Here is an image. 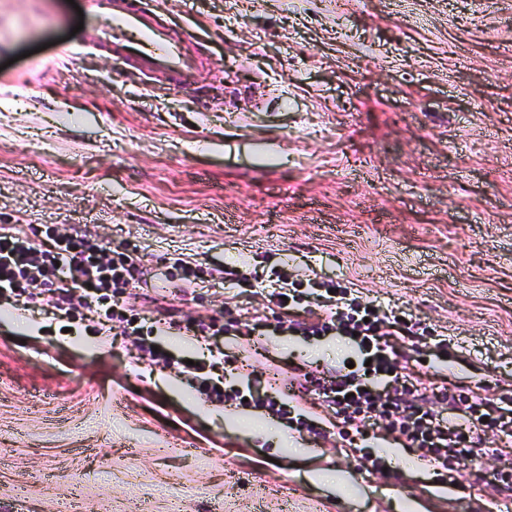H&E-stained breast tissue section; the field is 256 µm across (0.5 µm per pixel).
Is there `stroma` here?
Masks as SVG:
<instances>
[{
    "label": "stroma",
    "instance_id": "obj_1",
    "mask_svg": "<svg viewBox=\"0 0 512 512\" xmlns=\"http://www.w3.org/2000/svg\"><path fill=\"white\" fill-rule=\"evenodd\" d=\"M198 65L153 90L85 39L69 0H0V225L85 226L136 247L124 301L178 327L150 340L215 363L210 402L89 321L0 306V512H512V438L479 432L447 471L387 431L359 447L292 368L360 363L280 331L277 275L410 319L423 383L512 390V0H142ZM258 274L181 296L174 262ZM260 310L259 336L236 319ZM225 326L215 338L200 324ZM448 348H439V340ZM409 459L394 463L392 451ZM335 473L343 486L312 484ZM223 384V382H211L210 379L202 378V381L200 383L201 390L206 394L210 399L216 402H230L233 400L240 399L239 404H244L243 402L244 395H240V391H233V390H224V387L220 386V384Z\"/></svg>",
    "mask_w": 512,
    "mask_h": 512
}]
</instances>
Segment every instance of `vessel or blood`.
Returning <instances> with one entry per match:
<instances>
[{"label": "vessel or blood", "instance_id": "b4317fda", "mask_svg": "<svg viewBox=\"0 0 512 512\" xmlns=\"http://www.w3.org/2000/svg\"><path fill=\"white\" fill-rule=\"evenodd\" d=\"M92 39L106 42L119 59L170 77L193 68L184 51L188 32H176L157 23L133 0H82Z\"/></svg>", "mask_w": 512, "mask_h": 512}]
</instances>
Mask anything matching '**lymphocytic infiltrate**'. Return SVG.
<instances>
[{"instance_id": "lymphocytic-infiltrate-1", "label": "lymphocytic infiltrate", "mask_w": 512, "mask_h": 512, "mask_svg": "<svg viewBox=\"0 0 512 512\" xmlns=\"http://www.w3.org/2000/svg\"><path fill=\"white\" fill-rule=\"evenodd\" d=\"M41 235L40 243L34 244L17 226L0 228V303L23 299L31 304L43 298L72 320L83 318L85 311L93 308L105 323H118L122 336H142L140 315L113 302L132 285L138 266L136 250H105L85 229L62 234L48 224ZM175 268L186 292L209 279L235 285L243 280L237 270L206 267L191 257L178 259ZM63 271L68 274L63 291L52 296L50 290ZM316 304L313 321L295 320L292 328L351 339L371 364L360 375L305 377L303 387L355 422L357 434L366 437L376 427H384L403 437L407 447L421 450L423 458L447 470L469 452L478 431L489 428L512 437V394L508 392L494 405L474 391L458 394L434 387L422 392V405L406 402L397 387L399 360L389 337L407 332V321L388 318L378 306L350 298L343 288L325 294ZM439 407L449 410L450 418H437Z\"/></svg>"}]
</instances>
